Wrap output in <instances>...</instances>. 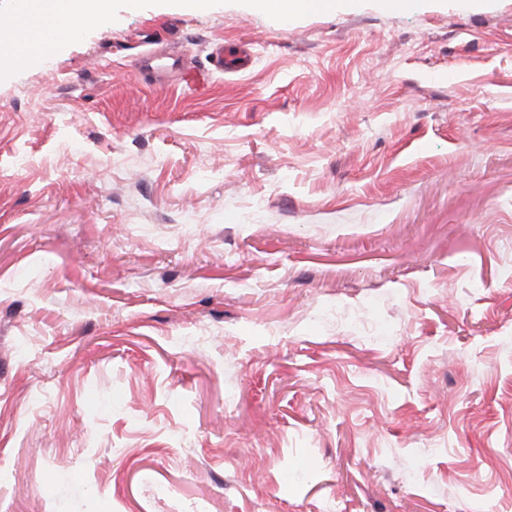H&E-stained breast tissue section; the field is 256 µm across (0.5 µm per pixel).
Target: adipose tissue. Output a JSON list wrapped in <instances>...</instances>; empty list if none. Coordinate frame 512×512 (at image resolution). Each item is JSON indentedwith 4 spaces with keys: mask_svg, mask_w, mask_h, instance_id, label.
<instances>
[{
    "mask_svg": "<svg viewBox=\"0 0 512 512\" xmlns=\"http://www.w3.org/2000/svg\"><path fill=\"white\" fill-rule=\"evenodd\" d=\"M112 0H14L0 20V80L57 50L85 23L112 19Z\"/></svg>",
    "mask_w": 512,
    "mask_h": 512,
    "instance_id": "1",
    "label": "adipose tissue"
}]
</instances>
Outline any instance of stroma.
I'll list each match as a JSON object with an SVG mask.
<instances>
[{
  "label": "stroma",
  "instance_id": "35a3bbf8",
  "mask_svg": "<svg viewBox=\"0 0 512 512\" xmlns=\"http://www.w3.org/2000/svg\"><path fill=\"white\" fill-rule=\"evenodd\" d=\"M243 2L0 83V512H512V0ZM251 9L263 13L276 15L282 19H288L299 13L322 10L334 11L340 2L352 6L357 0H249Z\"/></svg>",
  "mask_w": 512,
  "mask_h": 512
}]
</instances>
